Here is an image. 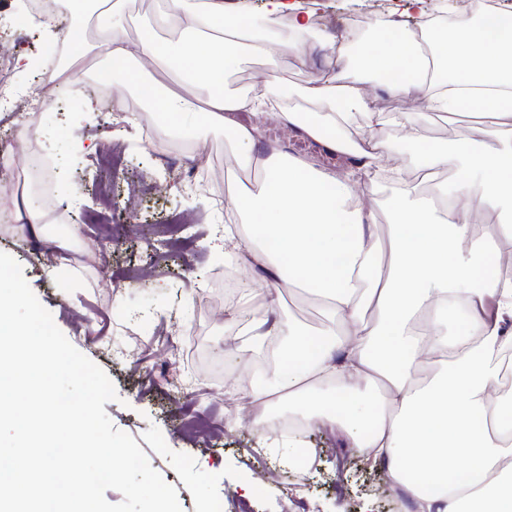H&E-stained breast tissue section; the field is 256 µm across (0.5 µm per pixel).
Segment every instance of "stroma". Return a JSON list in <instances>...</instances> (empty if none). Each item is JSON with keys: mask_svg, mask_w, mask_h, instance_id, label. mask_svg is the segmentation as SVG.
Wrapping results in <instances>:
<instances>
[{"mask_svg": "<svg viewBox=\"0 0 512 512\" xmlns=\"http://www.w3.org/2000/svg\"><path fill=\"white\" fill-rule=\"evenodd\" d=\"M267 0H224L226 8L262 26L273 42L287 39V18H272ZM310 16L313 50L306 66L295 63L288 52L280 54L279 75L291 91V104L310 81L335 62L321 45L329 39L349 43L372 39L393 12L407 17L423 13L440 20L465 16L461 4L445 6L443 0H423L413 10L409 0H298ZM24 0H0V58L28 52L56 66L64 56L62 44L42 41L33 16L24 15ZM161 0H132L126 35L133 64L152 69L140 51L144 31L153 25ZM9 81L20 96L9 112H0V141L17 139V155L0 153V172L26 167L31 150L52 156L51 176L56 208L69 216L81 233V244H95L96 221L120 229L138 224L135 236L109 245L86 261H66L42 268L38 259L43 243L20 225L0 233V252L11 255L40 303L57 327L83 355L111 379L118 398L104 406L115 428L134 437L151 466L178 493L182 512H234L236 502H246L250 512H407L405 501L387 482L382 468L365 462L360 449L347 448L330 429L312 426L300 442L309 452L305 462L289 460L274 448V435L258 425L243 426L225 416L219 405L224 383L231 375L270 376L277 363L255 364L240 337L225 318L210 314L211 274L218 264L212 238L224 215L213 206V195L191 187L184 171L206 154L216 173L226 174L237 191L255 190V174L237 165L236 149L223 132L201 128L199 142L171 141L158 149L146 138L142 124L152 114L135 89L112 80L107 93H99L90 80H82L67 94H55L40 116L36 136H28L20 115L28 100L37 96L38 73L21 75L10 69ZM94 111L81 117L84 101ZM474 118L468 114H433L422 124L419 140L408 138L395 123H387L375 136L386 146L384 162L400 168L397 184L370 189L360 180L359 193L367 204L382 209L386 200L409 189L429 191L456 177L455 168L429 169L413 165L419 147L456 151L476 140ZM267 142L312 160L320 168L347 171L348 160L327 153L288 127L266 122ZM118 147L125 155L120 184L99 162L102 149ZM187 219L188 240L168 261L141 275L157 237V225L172 215ZM223 347L234 373L215 370L209 350ZM177 377L185 390L184 409L167 403L165 377ZM210 413L220 430L213 438L187 432L181 425L185 410ZM260 484L256 494L246 493L247 483Z\"/></svg>", "mask_w": 512, "mask_h": 512, "instance_id": "1", "label": "stroma"}]
</instances>
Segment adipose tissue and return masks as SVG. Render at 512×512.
I'll return each instance as SVG.
<instances>
[{"label":"adipose tissue","instance_id":"1","mask_svg":"<svg viewBox=\"0 0 512 512\" xmlns=\"http://www.w3.org/2000/svg\"><path fill=\"white\" fill-rule=\"evenodd\" d=\"M78 3L101 28L94 58L122 70L156 112L153 138L198 139L186 121L198 113L232 139L240 168L263 172L257 192H226L224 209L225 258L254 264L272 282L241 296L248 319L238 334L254 354L272 338L283 347L272 378L233 384L255 401V422L279 405L299 430L339 432L385 466L413 512H512V416L491 401L501 385L498 346L512 343V279L489 272L502 245L512 244V21L490 32L478 8L418 43L402 38L404 20L391 19L377 31L383 50H360L358 70L388 94L423 100L427 111L476 113V135L507 139L458 155L429 151L432 166L460 168V176L442 198L392 197L383 227L352 177L381 169L374 134L388 117L351 76L331 70L307 85L301 95L316 111L289 105L279 59L254 23L225 12L224 0H164L163 19H177L188 40L148 34L141 51L179 77L170 88L130 66L126 0ZM267 12L288 15L286 46L305 61L310 24L293 0H268ZM244 55L264 62L261 93L224 87L225 70ZM356 108L363 121L350 134ZM235 112L298 130L347 157L349 173L263 146L261 124L234 122ZM487 210L498 212V224L475 233L477 213ZM281 283L314 298L321 328L308 331L275 312L272 288Z\"/></svg>","mask_w":512,"mask_h":512}]
</instances>
